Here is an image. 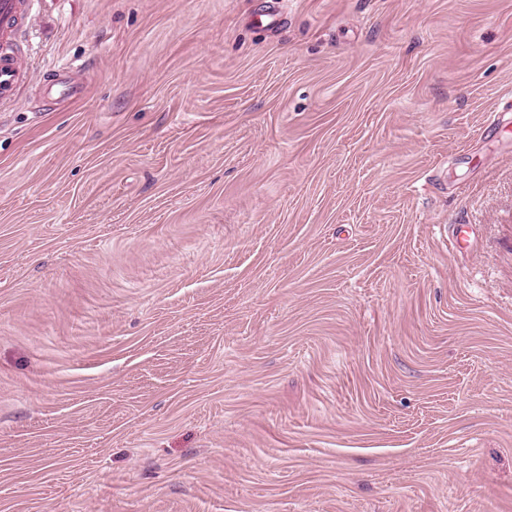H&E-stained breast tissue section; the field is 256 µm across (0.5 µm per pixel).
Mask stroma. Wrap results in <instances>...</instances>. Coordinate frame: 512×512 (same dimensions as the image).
I'll use <instances>...</instances> for the list:
<instances>
[{
  "instance_id": "obj_1",
  "label": "stroma",
  "mask_w": 512,
  "mask_h": 512,
  "mask_svg": "<svg viewBox=\"0 0 512 512\" xmlns=\"http://www.w3.org/2000/svg\"><path fill=\"white\" fill-rule=\"evenodd\" d=\"M25 57L0 512H512V0H38ZM56 72L58 78L52 83L50 91L63 100H71L75 98L80 92V87L71 81V75L81 73L82 67L65 65Z\"/></svg>"
}]
</instances>
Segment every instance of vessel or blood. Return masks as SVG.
<instances>
[{
    "label": "vessel or blood",
    "mask_w": 512,
    "mask_h": 512,
    "mask_svg": "<svg viewBox=\"0 0 512 512\" xmlns=\"http://www.w3.org/2000/svg\"><path fill=\"white\" fill-rule=\"evenodd\" d=\"M36 0H0V106L12 103L29 79L23 44L33 20ZM74 65L60 68L50 90L58 98H75L80 88L71 80Z\"/></svg>",
    "instance_id": "b4317fda"
}]
</instances>
